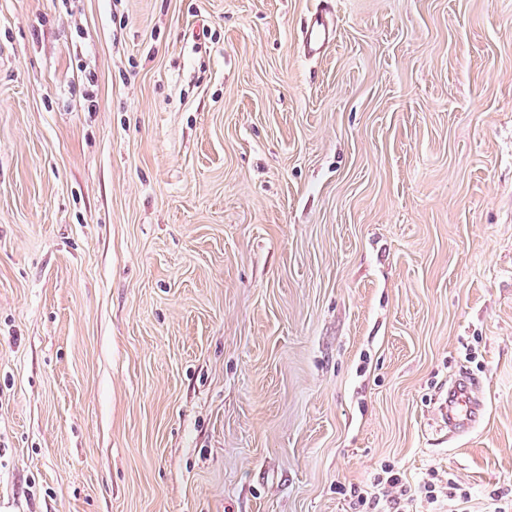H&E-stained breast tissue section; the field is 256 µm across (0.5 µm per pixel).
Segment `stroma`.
Instances as JSON below:
<instances>
[{
    "mask_svg": "<svg viewBox=\"0 0 512 512\" xmlns=\"http://www.w3.org/2000/svg\"><path fill=\"white\" fill-rule=\"evenodd\" d=\"M384 462L512 501V0H0V512H352ZM334 38L335 31L326 25L322 17H316L311 21L306 32V47L309 52L317 53ZM476 390L467 375L460 376L448 387L442 418L449 431H463L479 417L483 402L476 397Z\"/></svg>",
    "mask_w": 512,
    "mask_h": 512,
    "instance_id": "35a3bbf8",
    "label": "stroma"
}]
</instances>
